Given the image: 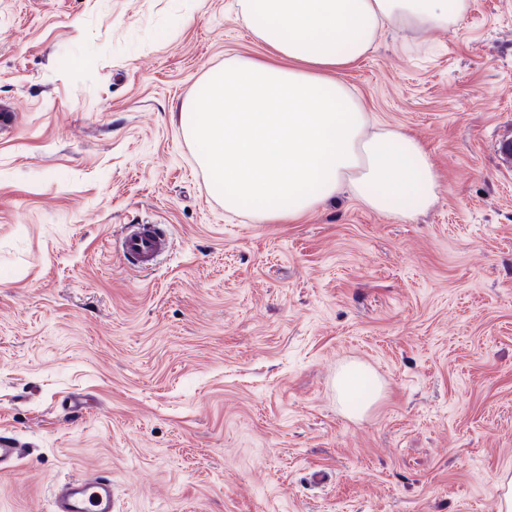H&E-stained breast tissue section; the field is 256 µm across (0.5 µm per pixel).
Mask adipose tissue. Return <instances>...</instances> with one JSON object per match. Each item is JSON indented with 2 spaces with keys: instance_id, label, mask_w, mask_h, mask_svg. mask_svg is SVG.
Here are the masks:
<instances>
[{
  "instance_id": "ef3b65f1",
  "label": "adipose tissue",
  "mask_w": 512,
  "mask_h": 512,
  "mask_svg": "<svg viewBox=\"0 0 512 512\" xmlns=\"http://www.w3.org/2000/svg\"><path fill=\"white\" fill-rule=\"evenodd\" d=\"M270 58L234 56L181 102L184 136L228 212L296 220L341 190L376 212L416 215L438 197L434 165L405 133L369 132L356 94L334 74L381 32L456 24L465 0H237Z\"/></svg>"
}]
</instances>
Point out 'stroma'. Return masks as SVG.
Instances as JSON below:
<instances>
[{
	"mask_svg": "<svg viewBox=\"0 0 512 512\" xmlns=\"http://www.w3.org/2000/svg\"><path fill=\"white\" fill-rule=\"evenodd\" d=\"M236 0H0V512L107 473L118 512H499L512 473V0L384 33L337 73L423 145L426 212L342 194L260 224L177 107L264 56ZM173 249L124 261L127 225ZM379 388L342 409L336 372Z\"/></svg>",
	"mask_w": 512,
	"mask_h": 512,
	"instance_id": "1",
	"label": "stroma"
}]
</instances>
